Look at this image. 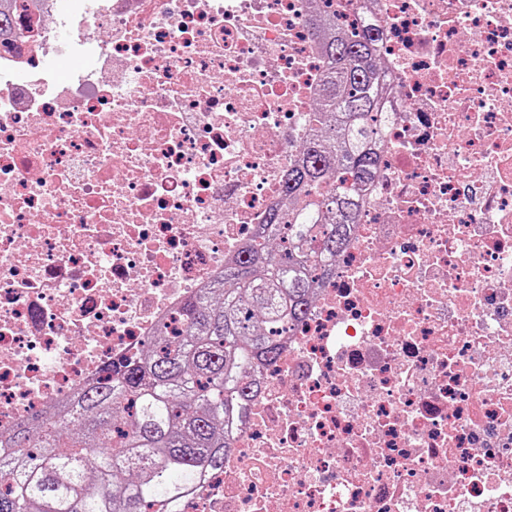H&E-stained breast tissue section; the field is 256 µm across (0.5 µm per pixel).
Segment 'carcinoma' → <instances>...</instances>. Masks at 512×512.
Here are the masks:
<instances>
[{
  "label": "carcinoma",
  "instance_id": "cac0c4a2",
  "mask_svg": "<svg viewBox=\"0 0 512 512\" xmlns=\"http://www.w3.org/2000/svg\"><path fill=\"white\" fill-rule=\"evenodd\" d=\"M380 24L325 36L322 107L261 238L160 329L145 358L82 389L37 431L21 424L0 458V512H175L224 469L225 427L251 414L249 370L279 355L276 329L303 318L313 277L347 238L373 180L371 147L385 91L374 55ZM336 186L323 190L331 176Z\"/></svg>",
  "mask_w": 512,
  "mask_h": 512
}]
</instances>
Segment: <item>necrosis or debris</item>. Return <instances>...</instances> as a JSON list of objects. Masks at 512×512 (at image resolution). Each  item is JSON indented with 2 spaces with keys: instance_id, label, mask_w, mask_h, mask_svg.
Masks as SVG:
<instances>
[{
  "instance_id": "4bbe7bcc",
  "label": "necrosis or debris",
  "mask_w": 512,
  "mask_h": 512,
  "mask_svg": "<svg viewBox=\"0 0 512 512\" xmlns=\"http://www.w3.org/2000/svg\"><path fill=\"white\" fill-rule=\"evenodd\" d=\"M316 7L8 0L1 432L137 358L284 207L320 99ZM336 17L383 25L380 170L178 512H512V0Z\"/></svg>"
}]
</instances>
